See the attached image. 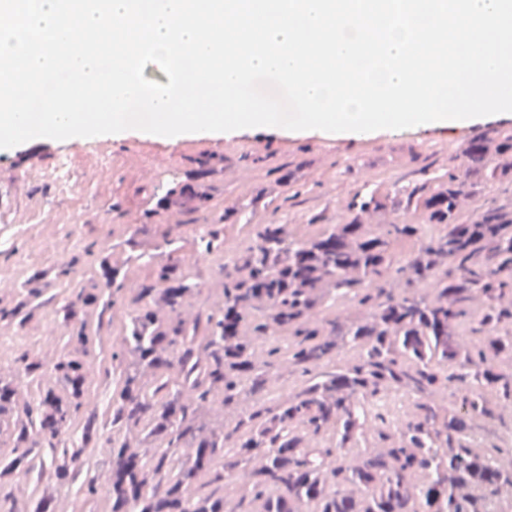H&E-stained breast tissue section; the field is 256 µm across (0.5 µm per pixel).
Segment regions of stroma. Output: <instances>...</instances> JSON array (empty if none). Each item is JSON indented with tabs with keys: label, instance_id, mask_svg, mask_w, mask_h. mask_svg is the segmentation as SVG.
Here are the masks:
<instances>
[{
	"label": "stroma",
	"instance_id": "stroma-1",
	"mask_svg": "<svg viewBox=\"0 0 512 512\" xmlns=\"http://www.w3.org/2000/svg\"><path fill=\"white\" fill-rule=\"evenodd\" d=\"M499 129L512 130V117L479 122L466 134L450 129L447 144L429 140L428 129L411 127L378 132L374 151L366 155L340 152L335 141L316 133L293 135L266 128H247L225 133L218 139L205 138L206 152L174 158L175 144L154 141V153L141 151L142 138L129 134L112 139V149L103 153L97 141L72 143L66 140H30L11 151H0V212L23 210L27 223L6 224L9 242L0 248V274L15 286L0 293V307H10L26 296L25 285L36 280L43 296L62 290L55 278L60 264L55 243L69 240L66 256L77 259L79 273L101 275L104 254L118 256V267L126 276L127 289L137 288L146 276L142 256L179 265L195 266L202 291L195 305L208 302L224 277L220 267L223 253L201 256L198 239L207 229L219 230L228 248L241 251L252 243L248 226L231 232L224 222V198L236 197L239 210L249 211L250 224L271 220L286 224L294 236L306 237L315 225L332 224L339 218V196L358 190L424 181L447 169L450 161H462L469 136L492 135ZM261 140L275 145L294 142V150L275 154L251 151L249 156L228 155L225 143ZM138 152L140 163L159 167L160 175L144 179L138 165L128 163L130 152ZM67 163L69 188L52 178L60 163ZM236 164L250 176L241 181L224 178L225 164ZM321 176L309 179L311 167ZM195 186L209 196L204 211L184 212L181 223H167L163 213L167 191L172 186ZM262 193L260 207H252L255 193ZM63 325L52 307L33 312L24 322H1L0 337H12L0 359V378L17 373L16 354L37 343L44 362H52L62 351Z\"/></svg>",
	"mask_w": 512,
	"mask_h": 512
}]
</instances>
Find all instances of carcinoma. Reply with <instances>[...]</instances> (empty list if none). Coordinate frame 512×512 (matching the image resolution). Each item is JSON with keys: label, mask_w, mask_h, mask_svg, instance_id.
Instances as JSON below:
<instances>
[{"label": "carcinoma", "mask_w": 512, "mask_h": 512, "mask_svg": "<svg viewBox=\"0 0 512 512\" xmlns=\"http://www.w3.org/2000/svg\"><path fill=\"white\" fill-rule=\"evenodd\" d=\"M498 161L479 139L462 170L383 196H351L341 220L300 239L286 224L253 225V243L224 266L213 306L186 316L201 291L190 266L156 262L125 296L112 270L57 304L63 350L47 366L28 349L15 358L26 399L0 379V419H12L0 474L37 473L30 504L0 481V512H51L76 486L71 512L89 501L107 512H508L512 460L479 452L512 405V211L483 202L462 211L465 194L512 182V131L497 135ZM391 203L421 223L387 224L363 214ZM217 231L200 252L221 250ZM119 374L106 412L89 409V363L113 325ZM28 302L0 307V321H23ZM99 310L91 331L84 308ZM355 356L334 364L344 348ZM295 391L271 397L283 374ZM456 396L448 408L435 394ZM414 397V417L395 441L354 453L380 394ZM216 408L230 420L201 421ZM105 445L102 468L84 465L88 443Z\"/></svg>", "instance_id": "obj_1"}]
</instances>
